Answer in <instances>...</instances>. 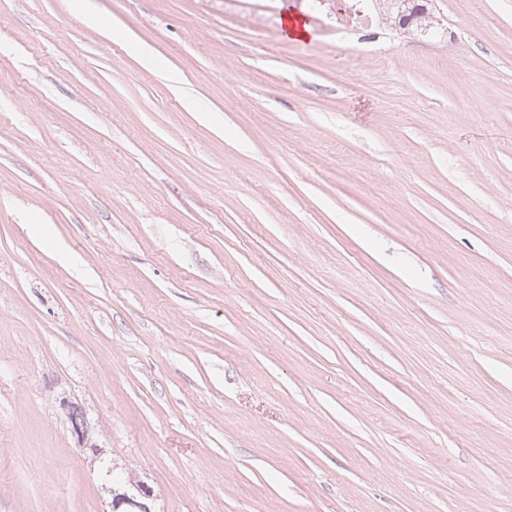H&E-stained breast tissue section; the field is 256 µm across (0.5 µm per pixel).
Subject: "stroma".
Segmentation results:
<instances>
[{
    "mask_svg": "<svg viewBox=\"0 0 512 512\" xmlns=\"http://www.w3.org/2000/svg\"><path fill=\"white\" fill-rule=\"evenodd\" d=\"M429 6L0 0V512H512V0ZM404 1H408L407 5H403ZM375 2H381L383 5H386L387 13L390 15L389 17L394 19V24L398 25L400 28H406L409 26L416 25L422 26V21L426 19L427 15L429 17L430 13L428 12V1L423 0H379ZM409 11V12H408ZM415 13V17L413 21L408 25H403L404 17H400L402 14H408L410 16ZM69 416L72 424V430L77 438L80 447H89L97 453V445L92 442L93 429L86 421L83 412L80 408L74 412L75 406L69 405ZM134 490L131 493H116L114 491L113 510L109 512H117L122 505H126L125 512H150L148 505L144 502L153 497V490L144 482L132 485Z\"/></svg>",
    "mask_w": 512,
    "mask_h": 512,
    "instance_id": "obj_1",
    "label": "stroma"
}]
</instances>
